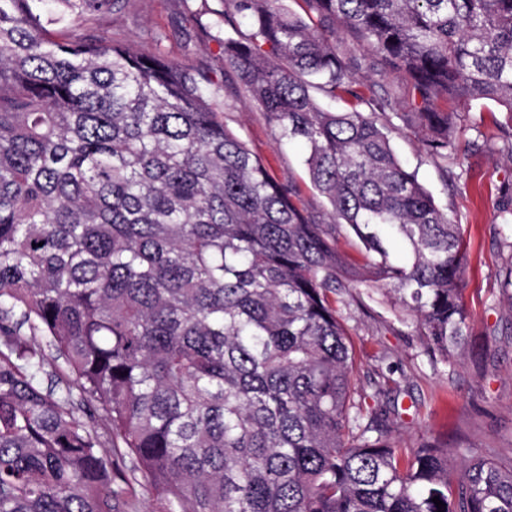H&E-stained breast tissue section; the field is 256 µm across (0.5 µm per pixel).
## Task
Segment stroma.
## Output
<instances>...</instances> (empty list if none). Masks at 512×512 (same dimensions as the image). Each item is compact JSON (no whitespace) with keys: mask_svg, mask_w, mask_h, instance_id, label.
Masks as SVG:
<instances>
[{"mask_svg":"<svg viewBox=\"0 0 512 512\" xmlns=\"http://www.w3.org/2000/svg\"><path fill=\"white\" fill-rule=\"evenodd\" d=\"M221 0H134L101 19L104 35L133 49L159 50L188 67H204L224 80V122L265 162L274 177L292 181L306 208L326 215L328 204L312 189L300 146L279 144L262 110L252 103L232 70L224 66L223 27L216 24ZM507 118L491 102L473 103L463 115L456 151L447 166L428 158L412 133L398 135L400 160L456 223L468 242L463 277L470 344L447 361H431L421 336L393 331L382 319L394 309L381 292L366 306L345 309L354 327L361 386L378 374L397 385L393 434L410 443L435 437L472 453L496 450L512 456V227L503 222L504 191L512 188V151L500 126Z\"/></svg>","mask_w":512,"mask_h":512,"instance_id":"stroma-1","label":"stroma"}]
</instances>
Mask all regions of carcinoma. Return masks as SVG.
<instances>
[{"label":"carcinoma","instance_id":"1","mask_svg":"<svg viewBox=\"0 0 512 512\" xmlns=\"http://www.w3.org/2000/svg\"><path fill=\"white\" fill-rule=\"evenodd\" d=\"M130 2L0 0V512H512L511 457L392 437L343 316L376 288L441 361L468 344L461 227L392 140L445 160L491 101L512 144V0H222L224 65L327 221L224 125L223 80L89 33ZM362 73L368 76L366 83L376 85L375 90H377L379 94H389L395 98L394 100L398 103L397 106H395L397 112L408 111L409 108L406 107L407 105L401 96L400 80L393 76L380 77L369 71Z\"/></svg>","mask_w":512,"mask_h":512}]
</instances>
